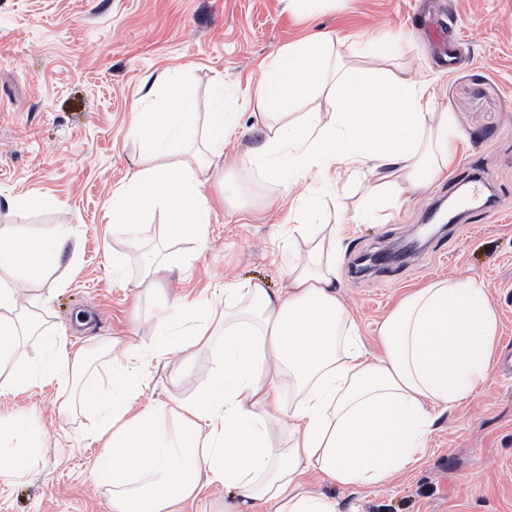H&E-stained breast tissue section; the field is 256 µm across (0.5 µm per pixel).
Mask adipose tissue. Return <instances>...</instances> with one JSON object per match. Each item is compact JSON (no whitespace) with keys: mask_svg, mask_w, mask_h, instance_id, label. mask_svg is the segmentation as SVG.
<instances>
[{"mask_svg":"<svg viewBox=\"0 0 512 512\" xmlns=\"http://www.w3.org/2000/svg\"><path fill=\"white\" fill-rule=\"evenodd\" d=\"M330 34L289 43L263 66L253 103L267 122L264 142L226 156L239 124L236 99L216 93L209 112L169 72L157 110L137 109L129 133L148 150L112 194L108 223L138 246L139 287L170 280L180 264L159 249L141 248L149 214L165 213L172 237L203 239L212 206L203 187L222 166L262 173L296 191L301 209L288 228L283 288L245 280L223 300L182 304L153 320L156 359L188 348L213 353L207 386L194 398L133 411L143 360L136 347L113 359L105 379L85 382L87 362L65 333H46L27 308V286L59 269L66 240L20 235L0 225V396L32 385L73 381L82 410L99 414L94 464L112 512H184L209 486L233 500L224 512H342L339 501L308 480L344 488L382 484L420 464L439 416L472 398L484 383L499 319L474 277L431 280L399 297L379 323V351L336 289L340 281L341 214L327 212L306 185L326 181L334 193L348 178L377 174L365 189L355 223H387L447 172L457 136L447 113L434 111L430 81L396 74L388 65L395 37L378 41L361 65L344 62ZM203 149H185L197 126ZM46 348L34 365L18 352L28 337ZM171 420L173 431L161 424ZM43 435L24 415L0 416V477L22 472L41 452Z\"/></svg>","mask_w":512,"mask_h":512,"instance_id":"obj_1","label":"adipose tissue"}]
</instances>
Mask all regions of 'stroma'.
<instances>
[{
	"label": "stroma",
	"mask_w": 512,
	"mask_h": 512,
	"mask_svg": "<svg viewBox=\"0 0 512 512\" xmlns=\"http://www.w3.org/2000/svg\"><path fill=\"white\" fill-rule=\"evenodd\" d=\"M320 32L345 36L339 52L352 63L362 62L371 37L401 35L398 67L432 81L435 110L460 127L448 175L389 223L349 225L343 298L369 335L399 295L465 271L498 313L499 349H512V0H314L308 13L284 0H0V225L28 235L67 231L66 287L51 277L30 286L28 308L43 328L67 332L91 372L111 368L131 344L152 352L151 320L175 300L220 298L245 279L284 285L276 260L288 244L293 196L260 174H228L204 188L213 206L205 238L176 244L180 272L162 290L135 291L140 265L103 217L146 152L128 133L134 108L166 93L146 89V77L171 71L202 104L223 83L242 110L224 151L242 153L262 139L252 103L262 61ZM476 170L497 202L489 220L475 204L467 223L449 224L408 264L363 271L362 257L414 239ZM8 199L21 208L5 210ZM116 256L125 265L120 282ZM211 370L210 351L169 354L143 370L134 407L194 397ZM72 396L67 382L0 398V415H31L45 436L24 473L0 479V512H109L93 475L103 452L90 439L97 417L73 408ZM324 490L343 512H512V374L491 362L476 398L441 416L424 462L408 473L370 489Z\"/></svg>",
	"instance_id": "1"
}]
</instances>
